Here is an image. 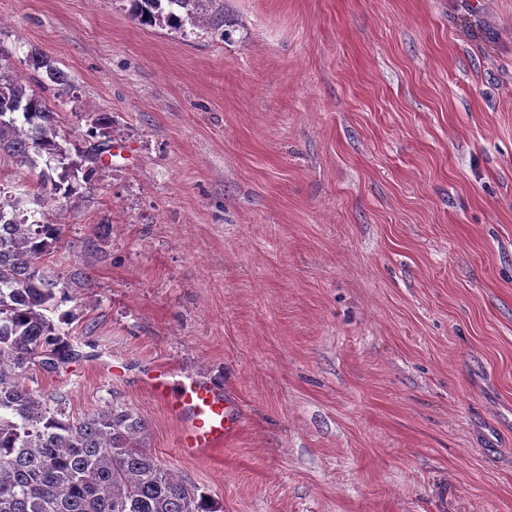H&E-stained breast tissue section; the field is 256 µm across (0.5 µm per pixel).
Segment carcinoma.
Instances as JSON below:
<instances>
[{
    "mask_svg": "<svg viewBox=\"0 0 512 512\" xmlns=\"http://www.w3.org/2000/svg\"><path fill=\"white\" fill-rule=\"evenodd\" d=\"M128 15L142 26L181 30L189 23L221 31L227 19L218 0H126ZM0 48V158L17 167L36 168L39 192L15 193L0 186V512H216L199 487L167 467L146 446V422L114 400L76 418L65 412L60 393L30 387L32 371L55 370L77 357L59 324L72 314L61 310L76 300L87 273L51 271L46 257L69 245L64 225L46 219L41 207L91 188L97 173L93 147L107 125L100 114L83 138V161L73 162L58 142L54 98L70 95L66 75L40 53L31 54L34 71L24 77L3 63ZM45 159V168L39 160ZM39 208L25 207L26 198ZM95 226L83 242V263L102 252Z\"/></svg>",
    "mask_w": 512,
    "mask_h": 512,
    "instance_id": "carcinoma-1",
    "label": "carcinoma"
}]
</instances>
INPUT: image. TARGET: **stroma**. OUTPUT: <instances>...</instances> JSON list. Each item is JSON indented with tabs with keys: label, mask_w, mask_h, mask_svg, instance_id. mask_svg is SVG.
I'll return each instance as SVG.
<instances>
[{
	"label": "stroma",
	"mask_w": 512,
	"mask_h": 512,
	"mask_svg": "<svg viewBox=\"0 0 512 512\" xmlns=\"http://www.w3.org/2000/svg\"><path fill=\"white\" fill-rule=\"evenodd\" d=\"M228 37L122 0H0V46L72 86L95 187L54 204L103 254L68 303L78 353L32 387L118 400L217 512H512V0H224ZM222 384L205 458L140 384ZM119 368L108 378L105 366Z\"/></svg>",
	"instance_id": "35a3bbf8"
}]
</instances>
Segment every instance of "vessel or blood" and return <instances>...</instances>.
<instances>
[{
	"mask_svg": "<svg viewBox=\"0 0 512 512\" xmlns=\"http://www.w3.org/2000/svg\"><path fill=\"white\" fill-rule=\"evenodd\" d=\"M144 383L179 421L182 454L198 456L220 448L238 427L235 403L220 385L165 368L146 373Z\"/></svg>",
	"mask_w": 512,
	"mask_h": 512,
	"instance_id": "b4317fda",
	"label": "vessel or blood"
}]
</instances>
